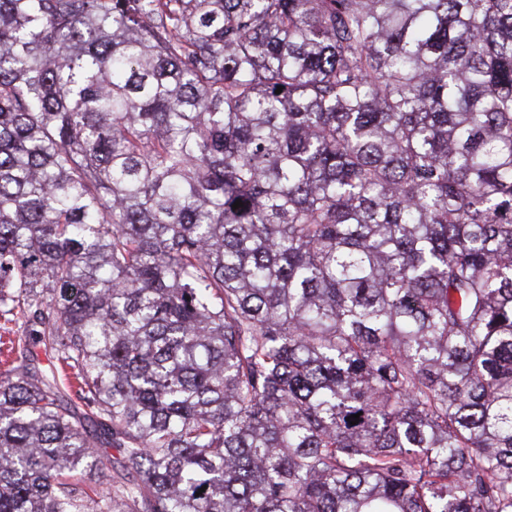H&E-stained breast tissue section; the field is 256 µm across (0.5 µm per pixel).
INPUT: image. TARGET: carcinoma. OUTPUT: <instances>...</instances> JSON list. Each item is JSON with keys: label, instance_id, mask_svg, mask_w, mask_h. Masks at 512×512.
<instances>
[{"label": "carcinoma", "instance_id": "obj_1", "mask_svg": "<svg viewBox=\"0 0 512 512\" xmlns=\"http://www.w3.org/2000/svg\"><path fill=\"white\" fill-rule=\"evenodd\" d=\"M7 315L0 512H512V0H0Z\"/></svg>", "mask_w": 512, "mask_h": 512}]
</instances>
